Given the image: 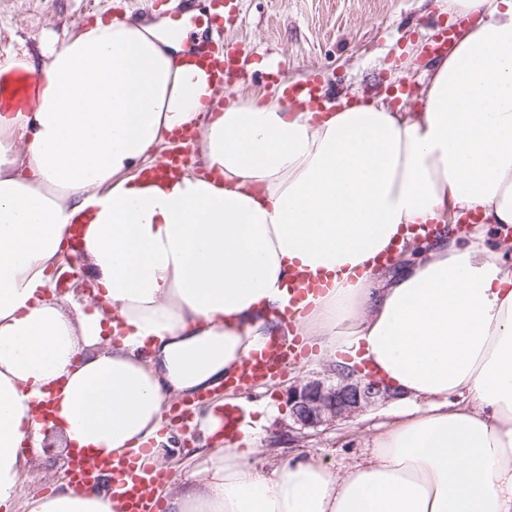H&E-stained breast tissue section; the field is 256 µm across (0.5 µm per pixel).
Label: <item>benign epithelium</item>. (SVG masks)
<instances>
[{
    "label": "benign epithelium",
    "mask_w": 512,
    "mask_h": 512,
    "mask_svg": "<svg viewBox=\"0 0 512 512\" xmlns=\"http://www.w3.org/2000/svg\"><path fill=\"white\" fill-rule=\"evenodd\" d=\"M393 397L395 393L372 381L338 373L334 384L313 379L292 387L288 391V406L293 424L303 432L350 417Z\"/></svg>",
    "instance_id": "obj_1"
}]
</instances>
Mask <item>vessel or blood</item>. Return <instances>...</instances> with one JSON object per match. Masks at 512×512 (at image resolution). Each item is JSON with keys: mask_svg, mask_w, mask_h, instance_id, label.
I'll return each mask as SVG.
<instances>
[{"mask_svg": "<svg viewBox=\"0 0 512 512\" xmlns=\"http://www.w3.org/2000/svg\"><path fill=\"white\" fill-rule=\"evenodd\" d=\"M467 23V17L460 16L454 24L440 27L426 44L425 57L432 60L447 56L456 44L458 28ZM195 52L205 61L208 83L221 86L249 73L251 51L247 47L203 43ZM319 81V76L311 75L291 88L290 95L298 99L301 108L320 111ZM307 352L301 336H293L288 341L278 337L270 339L262 350L246 358L235 374L227 377L225 385L243 398H250L253 388L276 379L288 365L301 361ZM105 477L112 481L114 512H161V503L154 490L169 481L167 472L141 466L135 453L120 459L106 456L89 459L82 451H75L69 465V478L77 488H93Z\"/></svg>", "mask_w": 512, "mask_h": 512, "instance_id": "b4317fda", "label": "vessel or blood"}]
</instances>
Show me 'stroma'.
Wrapping results in <instances>:
<instances>
[{
	"instance_id": "35a3bbf8",
	"label": "stroma",
	"mask_w": 512,
	"mask_h": 512,
	"mask_svg": "<svg viewBox=\"0 0 512 512\" xmlns=\"http://www.w3.org/2000/svg\"><path fill=\"white\" fill-rule=\"evenodd\" d=\"M238 9V26L219 33L208 25L214 0H0V55L26 52L39 60L42 43L65 39L100 16L144 24L164 20L186 27L191 43L218 36L227 45L252 47L249 76L225 88L226 102L256 89L274 94L262 67L281 60L280 82L294 85L319 73L325 99L335 104L384 95L403 82H425L423 47L455 19L447 0H239ZM335 368L314 353L254 389L251 417L260 429L254 446L261 457L280 463L311 454L341 472L370 455L398 400L320 427L306 438L280 439L292 423L289 388L330 376Z\"/></svg>"
}]
</instances>
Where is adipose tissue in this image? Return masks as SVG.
Here are the masks:
<instances>
[{"instance_id":"ef3b65f1","label":"adipose tissue","mask_w":512,"mask_h":512,"mask_svg":"<svg viewBox=\"0 0 512 512\" xmlns=\"http://www.w3.org/2000/svg\"><path fill=\"white\" fill-rule=\"evenodd\" d=\"M448 7L479 20L432 60L417 112L381 96L317 122L255 93L214 117L184 34L119 16L43 45L34 109L0 84L1 507L50 436L65 457L144 448L162 467L164 407L278 335L301 271L328 285L297 333L428 407L336 472L267 467L221 439L237 398L203 406L166 512H512V0ZM187 125L211 178H150ZM72 224L96 284L82 304L49 275ZM394 247L419 262L381 263ZM28 512H113L112 488L62 482Z\"/></svg>"}]
</instances>
